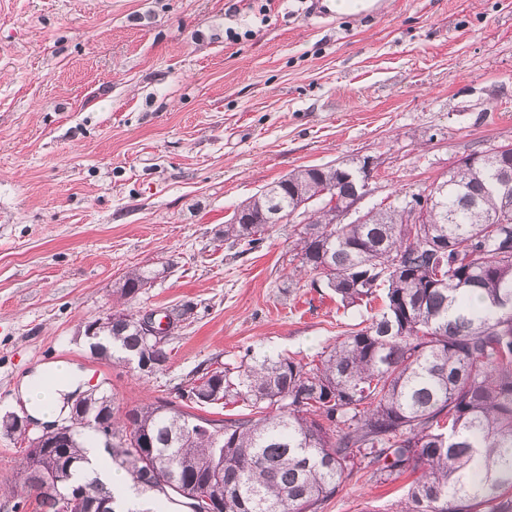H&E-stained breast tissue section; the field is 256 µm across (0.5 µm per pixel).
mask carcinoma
Returning a JSON list of instances; mask_svg holds the SVG:
<instances>
[{
  "mask_svg": "<svg viewBox=\"0 0 512 512\" xmlns=\"http://www.w3.org/2000/svg\"><path fill=\"white\" fill-rule=\"evenodd\" d=\"M512 164L482 151L431 184L427 223H405L421 193L395 198L362 219L337 224L311 209L301 225L296 268L317 275L341 302L384 307L320 355L256 356L233 367L196 372L181 403L154 402L105 417L107 460L125 469L141 492L209 499L210 512H321L340 484L355 476L410 477L397 512H512V183L497 185L493 165ZM344 162L288 173V183L316 196L330 186L340 199L355 192ZM283 180L266 186L286 211L297 200ZM250 222L224 225V239L255 245L274 228L245 200ZM448 282L434 281L438 272ZM150 283L135 270L117 289L135 297ZM137 315L117 309L98 343L106 359L146 354L157 366L168 342L149 343ZM243 402L250 412L204 419L202 398ZM63 447L20 460L16 496L36 493L40 512H59L57 495L80 492V512H97L113 492L85 474L83 419ZM153 449L144 455L141 440Z\"/></svg>",
  "mask_w": 512,
  "mask_h": 512,
  "instance_id": "1",
  "label": "carcinoma"
}]
</instances>
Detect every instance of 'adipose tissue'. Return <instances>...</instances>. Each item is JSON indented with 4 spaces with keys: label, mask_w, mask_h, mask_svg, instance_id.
<instances>
[{
    "label": "adipose tissue",
    "mask_w": 512,
    "mask_h": 512,
    "mask_svg": "<svg viewBox=\"0 0 512 512\" xmlns=\"http://www.w3.org/2000/svg\"><path fill=\"white\" fill-rule=\"evenodd\" d=\"M80 382L79 373L59 361L26 375L19 383L17 394L33 419L52 424L59 417L64 394L77 389Z\"/></svg>",
    "instance_id": "1"
}]
</instances>
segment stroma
I'll use <instances>...</instances> for the list:
<instances>
[{
    "mask_svg": "<svg viewBox=\"0 0 512 512\" xmlns=\"http://www.w3.org/2000/svg\"><path fill=\"white\" fill-rule=\"evenodd\" d=\"M304 0H0V416L63 361L125 411L177 400L196 369L317 358L343 307L292 272V225L224 239L235 208L294 169L372 157L368 210L462 157L512 144V0H393L372 24ZM133 269L148 288L116 290ZM122 306L186 316L163 369L91 357L80 325ZM21 443L0 431V512ZM405 480L343 482L322 512H394Z\"/></svg>",
    "mask_w": 512,
    "mask_h": 512,
    "instance_id": "35a3bbf8",
    "label": "stroma"
}]
</instances>
